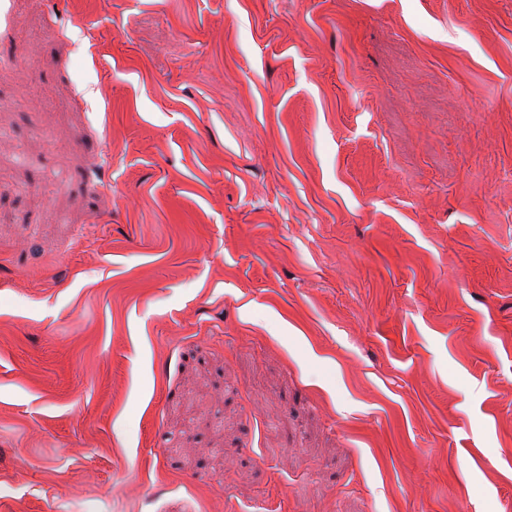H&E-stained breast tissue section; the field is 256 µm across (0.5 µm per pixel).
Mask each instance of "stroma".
<instances>
[{
	"mask_svg": "<svg viewBox=\"0 0 512 512\" xmlns=\"http://www.w3.org/2000/svg\"><path fill=\"white\" fill-rule=\"evenodd\" d=\"M0 130V512H512V0H0Z\"/></svg>",
	"mask_w": 512,
	"mask_h": 512,
	"instance_id": "1",
	"label": "stroma"
}]
</instances>
